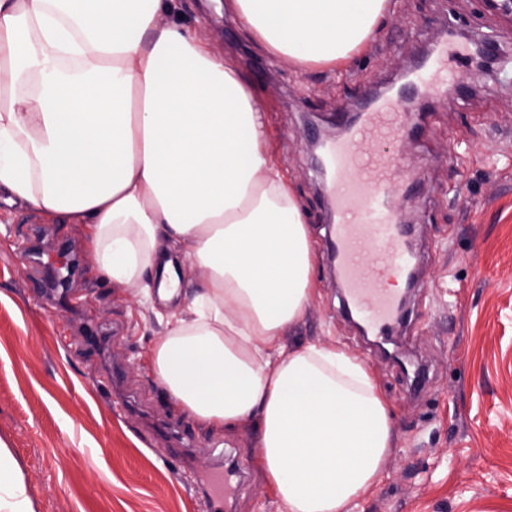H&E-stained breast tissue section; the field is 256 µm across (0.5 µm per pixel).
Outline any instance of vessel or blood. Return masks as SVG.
I'll return each mask as SVG.
<instances>
[{
    "instance_id": "1",
    "label": "vessel or blood",
    "mask_w": 512,
    "mask_h": 512,
    "mask_svg": "<svg viewBox=\"0 0 512 512\" xmlns=\"http://www.w3.org/2000/svg\"><path fill=\"white\" fill-rule=\"evenodd\" d=\"M452 48L433 62L430 93L448 90L456 80ZM416 106L411 100L388 97L366 109L362 122L347 139L331 144L327 161L334 171L331 193L338 214L335 246L339 269L353 305L367 314V327L383 334L399 314V298L385 285L386 276L405 269L404 224L386 206L400 187L396 155L380 144L397 139Z\"/></svg>"
}]
</instances>
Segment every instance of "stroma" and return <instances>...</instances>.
Listing matches in <instances>:
<instances>
[{
  "mask_svg": "<svg viewBox=\"0 0 512 512\" xmlns=\"http://www.w3.org/2000/svg\"><path fill=\"white\" fill-rule=\"evenodd\" d=\"M225 0H175L265 104L270 149L287 172L316 249V294L286 347L345 348L388 402L395 450L353 512H512V16L485 0H392L393 13L344 67L298 70L258 45ZM495 43L454 96L417 103L399 150L410 187L401 217L417 286L388 337L362 335L344 310L327 188L308 148L316 129L384 90L448 28ZM85 253L80 225L0 200V443L33 512H205L212 474L231 473L234 512H286L256 459L253 430L216 432L177 406L150 359L165 334L139 287L116 288L92 263L41 292L59 245ZM403 352L406 373L390 359Z\"/></svg>",
  "mask_w": 512,
  "mask_h": 512,
  "instance_id": "stroma-1",
  "label": "stroma"
}]
</instances>
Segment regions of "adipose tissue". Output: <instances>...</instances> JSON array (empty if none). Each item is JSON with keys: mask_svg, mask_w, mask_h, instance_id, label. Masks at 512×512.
<instances>
[{"mask_svg": "<svg viewBox=\"0 0 512 512\" xmlns=\"http://www.w3.org/2000/svg\"><path fill=\"white\" fill-rule=\"evenodd\" d=\"M298 69L336 66L391 0H227ZM172 0H0V191L82 225L112 285L179 292L161 245L192 243L204 286L167 316L152 366L213 430L252 426L286 512H352L395 443L368 368L338 346L285 350L314 298L315 248L266 147L265 107ZM0 512H33L0 448Z\"/></svg>", "mask_w": 512, "mask_h": 512, "instance_id": "1", "label": "adipose tissue"}]
</instances>
